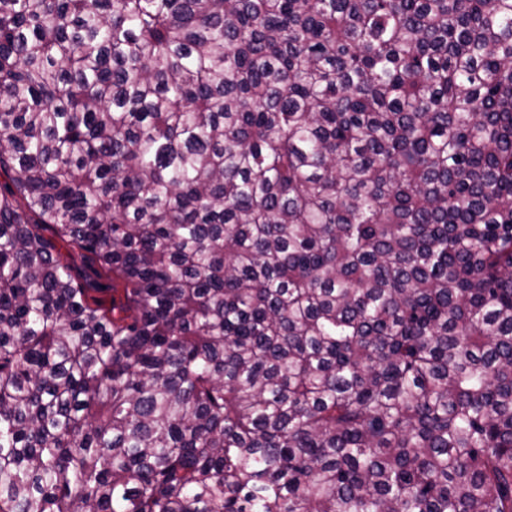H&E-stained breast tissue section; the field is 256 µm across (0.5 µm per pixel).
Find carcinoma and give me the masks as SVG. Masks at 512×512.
Returning a JSON list of instances; mask_svg holds the SVG:
<instances>
[{
  "label": "carcinoma",
  "mask_w": 512,
  "mask_h": 512,
  "mask_svg": "<svg viewBox=\"0 0 512 512\" xmlns=\"http://www.w3.org/2000/svg\"><path fill=\"white\" fill-rule=\"evenodd\" d=\"M0 173V512H512V0H0Z\"/></svg>",
  "instance_id": "obj_1"
}]
</instances>
